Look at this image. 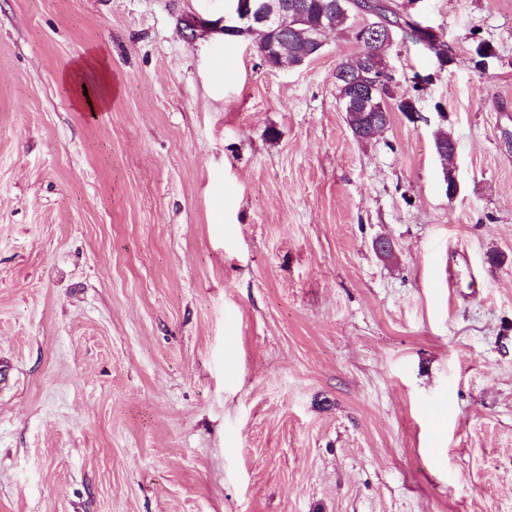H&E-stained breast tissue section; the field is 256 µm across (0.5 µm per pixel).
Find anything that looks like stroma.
I'll return each mask as SVG.
<instances>
[{"label":"stroma","instance_id":"stroma-1","mask_svg":"<svg viewBox=\"0 0 512 512\" xmlns=\"http://www.w3.org/2000/svg\"><path fill=\"white\" fill-rule=\"evenodd\" d=\"M398 2L451 60L394 36L362 142L344 30L0 0V512H512V0ZM230 2H234V4L219 21V29L224 35H247L248 31L257 27L277 29L285 34L295 32L306 40L308 49L307 53L298 62L290 64L291 66L303 64L309 57L318 54L325 46L326 17L321 19L315 36L304 38L297 28L302 23L304 14L298 8L288 10L285 0H232ZM297 38L265 29L264 34H260L257 48L261 57L265 53L268 54V59L272 64H277L280 56L287 52L288 58L294 60L297 52L295 46ZM378 57L368 56L367 60V68L361 74L353 75L349 71H342L339 73V81L341 82V87L344 89L343 93V103L351 108L362 107L363 116L369 115L372 126L374 127L376 124H380L381 119V110L380 107L384 106L385 123L384 126L387 125L389 121V109L387 108L386 99H394L392 94V83L393 76L387 70L383 58L380 57V63L378 69L371 74L373 83L377 85V94L379 100L377 101V97L375 96V88L374 85L364 74H368L370 72V66L374 63ZM382 67V68H381ZM383 104V105H382Z\"/></svg>","mask_w":512,"mask_h":512}]
</instances>
